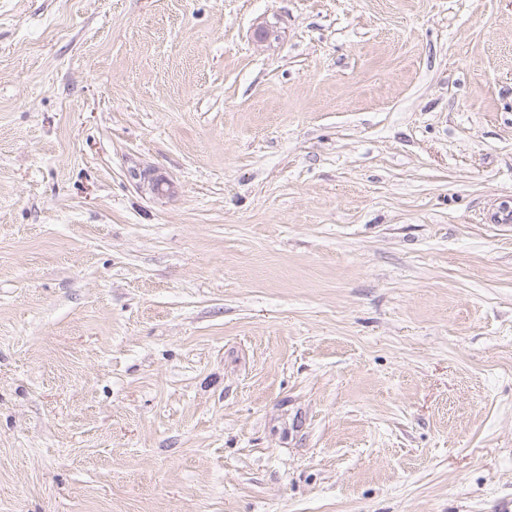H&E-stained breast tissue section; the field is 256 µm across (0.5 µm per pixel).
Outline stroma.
<instances>
[{"instance_id":"stroma-1","label":"stroma","mask_w":512,"mask_h":512,"mask_svg":"<svg viewBox=\"0 0 512 512\" xmlns=\"http://www.w3.org/2000/svg\"><path fill=\"white\" fill-rule=\"evenodd\" d=\"M501 205L512 0H0V512H512Z\"/></svg>"}]
</instances>
